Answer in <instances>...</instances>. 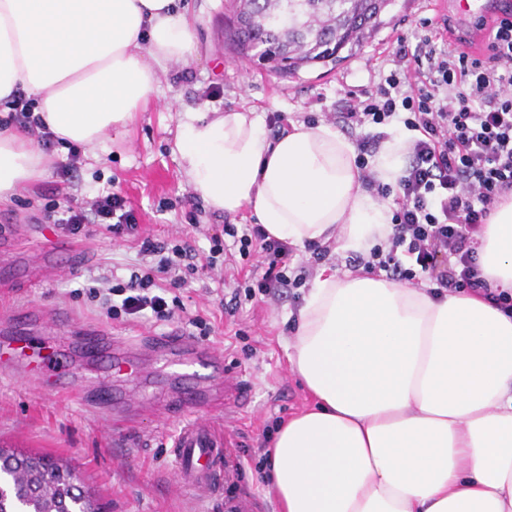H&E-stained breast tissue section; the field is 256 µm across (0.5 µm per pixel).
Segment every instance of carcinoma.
<instances>
[{
	"instance_id": "carcinoma-1",
	"label": "carcinoma",
	"mask_w": 512,
	"mask_h": 512,
	"mask_svg": "<svg viewBox=\"0 0 512 512\" xmlns=\"http://www.w3.org/2000/svg\"><path fill=\"white\" fill-rule=\"evenodd\" d=\"M225 39L242 57L294 75L305 66L337 64L343 49L362 42L380 24L391 0H235ZM68 463L0 447V512H100L94 496L71 486Z\"/></svg>"
}]
</instances>
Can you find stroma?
Masks as SVG:
<instances>
[{
  "instance_id": "obj_1",
  "label": "stroma",
  "mask_w": 512,
  "mask_h": 512,
  "mask_svg": "<svg viewBox=\"0 0 512 512\" xmlns=\"http://www.w3.org/2000/svg\"><path fill=\"white\" fill-rule=\"evenodd\" d=\"M431 2L391 0L379 29L336 68L328 71L316 64L285 77L238 58L225 44L228 0H177L178 10L192 22V57L169 64L160 76L157 101L139 113L127 133H112L96 148H82L73 171L66 166L67 152L52 147L45 178L0 204V227L16 230V258L36 264L58 236L52 202L83 203L107 188L127 199L142 235L168 243L183 238L201 251L209 248L205 230L254 223L248 209L233 217L212 210L186 182L172 152L181 113L251 108L267 116L280 113L288 122H335L348 94L374 88L393 69L399 41L413 49L432 35L442 18ZM76 244L87 251L86 262L40 288L11 281V267L0 261V312L19 305L66 308L79 320L134 344L130 361L138 368L154 363L151 340L156 336H187L200 347L218 349L222 373L239 376L241 383L236 391L217 388L206 412L223 425L225 404L244 399L231 425L238 441L229 458L234 477L219 496L183 487L171 453L180 414L166 412L160 402L108 414L109 392L123 391L125 382L106 373L95 353L81 350L78 337L62 333L36 335L32 342L41 356L66 359L81 398L63 399L35 381L0 374V446L67 462L95 494L101 512H223L229 497L252 498L256 512H277L264 480L270 442L284 421L313 402L288 361L293 323L307 288L268 298L241 297L230 315L224 304L235 287L233 269H201L177 291L184 316L115 319L104 304L105 280H128L139 261L134 242L96 233ZM195 315L209 323V334L189 325Z\"/></svg>"
}]
</instances>
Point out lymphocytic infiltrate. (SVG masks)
I'll return each instance as SVG.
<instances>
[{"mask_svg":"<svg viewBox=\"0 0 512 512\" xmlns=\"http://www.w3.org/2000/svg\"><path fill=\"white\" fill-rule=\"evenodd\" d=\"M494 37L475 46L466 37L449 43L448 23H441L433 37L422 43L423 54L399 47L395 68L375 91L349 100L336 121L360 130L356 142L359 179L382 198L396 196L393 233L386 247H374L369 256L350 259V267L381 270L387 279L411 285L420 280L454 292L482 291L499 298L502 311L512 310V297L495 295L477 264L478 236L494 207L512 194V15L491 19ZM402 122L415 137L396 186L376 180L369 163L381 137L369 134L377 125ZM18 126L50 148L55 137L32 105L23 97L11 101L0 128ZM56 224L71 235L90 225L116 237H140L139 253L152 257L151 265L132 272L128 282L113 284L109 307L113 317L172 318L178 303L167 300L170 289L184 285L180 268L216 269L219 258L239 253L241 258L261 259L265 271L255 282L263 294L278 288L305 285L306 274L289 276L292 246L275 239L262 225L244 230L224 225L210 235L207 255L197 256L192 246H167L143 237L126 199L106 191L90 205L68 203L57 210ZM232 244H225V236Z\"/></svg>","mask_w":512,"mask_h":512,"instance_id":"f902f5d3","label":"lymphocytic infiltrate"}]
</instances>
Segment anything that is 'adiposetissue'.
<instances>
[{"label": "adipose tissue", "instance_id": "adipose-tissue-1", "mask_svg": "<svg viewBox=\"0 0 512 512\" xmlns=\"http://www.w3.org/2000/svg\"><path fill=\"white\" fill-rule=\"evenodd\" d=\"M192 46L175 0H0V102L21 92L55 136L91 148L131 126ZM413 137L382 140V183L396 184ZM175 148L204 202L252 209L297 248L366 252L392 232L354 145L327 122L272 140L253 110L186 112ZM48 165L27 133L0 131V203ZM477 263L512 296V196L484 225ZM288 360L314 404L275 438L279 512H512V314L471 292L323 270Z\"/></svg>", "mask_w": 512, "mask_h": 512}]
</instances>
